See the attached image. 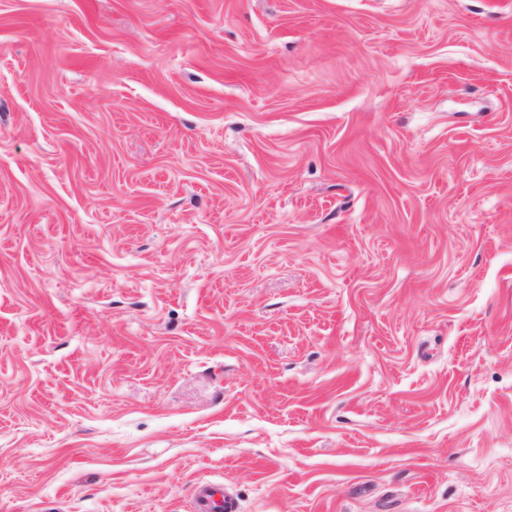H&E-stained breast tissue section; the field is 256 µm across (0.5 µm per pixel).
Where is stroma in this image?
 Wrapping results in <instances>:
<instances>
[{
    "label": "stroma",
    "instance_id": "obj_1",
    "mask_svg": "<svg viewBox=\"0 0 512 512\" xmlns=\"http://www.w3.org/2000/svg\"><path fill=\"white\" fill-rule=\"evenodd\" d=\"M512 512V0H0V512ZM194 512H237L234 498L224 489V486L204 483L197 489Z\"/></svg>",
    "mask_w": 512,
    "mask_h": 512
}]
</instances>
